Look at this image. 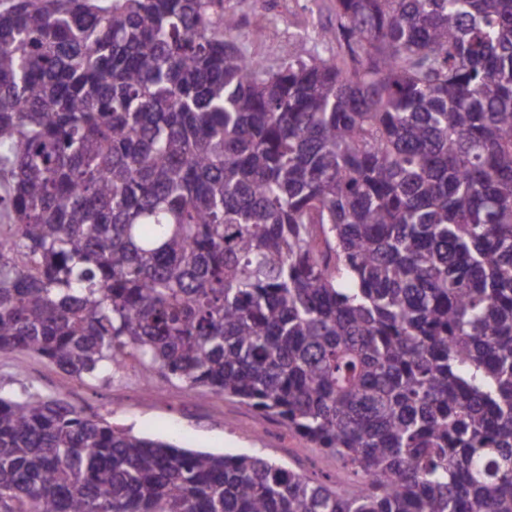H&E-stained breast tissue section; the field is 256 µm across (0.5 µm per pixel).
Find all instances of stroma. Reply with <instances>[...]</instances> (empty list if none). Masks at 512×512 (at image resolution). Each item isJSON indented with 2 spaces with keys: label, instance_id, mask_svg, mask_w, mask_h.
Instances as JSON below:
<instances>
[{
  "label": "stroma",
  "instance_id": "1",
  "mask_svg": "<svg viewBox=\"0 0 512 512\" xmlns=\"http://www.w3.org/2000/svg\"><path fill=\"white\" fill-rule=\"evenodd\" d=\"M331 2L226 0V5L239 20V40L247 51L275 66L301 41L322 56L335 54V45L318 36L321 27L332 23ZM144 380L145 370L135 361L111 377L80 380L33 354L0 353L2 395L60 398L137 435L215 454H261L327 483L349 479L334 458L244 404L216 395L200 396L177 383L160 384L148 394Z\"/></svg>",
  "mask_w": 512,
  "mask_h": 512
}]
</instances>
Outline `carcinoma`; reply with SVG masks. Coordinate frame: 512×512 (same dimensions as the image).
Returning a JSON list of instances; mask_svg holds the SVG:
<instances>
[{"instance_id":"carcinoma-1","label":"carcinoma","mask_w":512,"mask_h":512,"mask_svg":"<svg viewBox=\"0 0 512 512\" xmlns=\"http://www.w3.org/2000/svg\"><path fill=\"white\" fill-rule=\"evenodd\" d=\"M0 0V352L133 357L357 477L0 395V512H512V0ZM334 0H226V7L239 19V41L251 54L276 66L293 52L300 37L307 36L306 48L323 57L336 54V44L318 37L321 26H330L327 5ZM261 29V37L252 32Z\"/></svg>"}]
</instances>
